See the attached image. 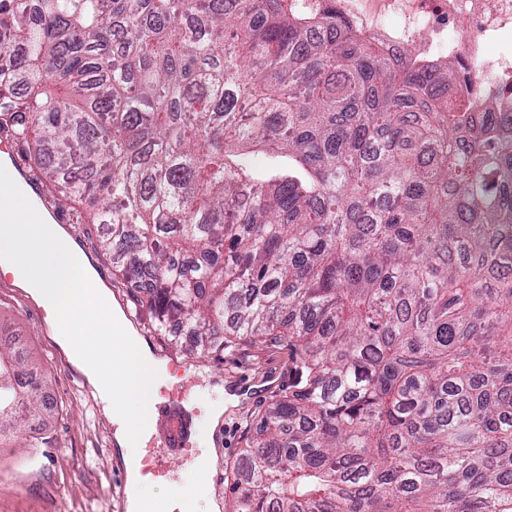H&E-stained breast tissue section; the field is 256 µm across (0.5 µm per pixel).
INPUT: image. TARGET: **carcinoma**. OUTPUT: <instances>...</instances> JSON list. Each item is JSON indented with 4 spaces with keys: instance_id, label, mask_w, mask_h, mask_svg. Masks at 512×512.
<instances>
[{
    "instance_id": "carcinoma-1",
    "label": "carcinoma",
    "mask_w": 512,
    "mask_h": 512,
    "mask_svg": "<svg viewBox=\"0 0 512 512\" xmlns=\"http://www.w3.org/2000/svg\"><path fill=\"white\" fill-rule=\"evenodd\" d=\"M459 79L331 0H0V132L154 331L293 347L224 512H512V114ZM37 372L0 343L1 448Z\"/></svg>"
}]
</instances>
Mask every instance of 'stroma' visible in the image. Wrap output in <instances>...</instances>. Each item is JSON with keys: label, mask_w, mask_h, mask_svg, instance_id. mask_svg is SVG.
I'll return each instance as SVG.
<instances>
[{"label": "stroma", "mask_w": 512, "mask_h": 512, "mask_svg": "<svg viewBox=\"0 0 512 512\" xmlns=\"http://www.w3.org/2000/svg\"><path fill=\"white\" fill-rule=\"evenodd\" d=\"M70 234L79 242L96 269L106 270V283L123 310L137 320L139 336L148 333L147 320L129 290L112 277L111 261L97 249L102 227L71 224ZM0 334L19 337L21 346L40 364L51 386V434L58 454L47 465L36 461V449L0 448V512H119L118 471L112 433L114 427L102 404L93 397L84 376L70 366L47 331V313L0 272ZM157 358L167 360L171 375L166 391L179 390L194 418L205 422L214 384L239 379L267 393L224 412L223 441L208 485L212 498L224 499V480L217 474L238 457L243 437L257 413L276 395L286 391L292 378L291 351L287 342L240 343L223 355L188 357L172 354L163 339H155Z\"/></svg>", "instance_id": "obj_1"}]
</instances>
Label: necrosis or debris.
<instances>
[{"instance_id": "4bbe7bcc", "label": "necrosis or debris", "mask_w": 512, "mask_h": 512, "mask_svg": "<svg viewBox=\"0 0 512 512\" xmlns=\"http://www.w3.org/2000/svg\"><path fill=\"white\" fill-rule=\"evenodd\" d=\"M336 11L387 56L453 61L481 107L512 112V0H336Z\"/></svg>"}]
</instances>
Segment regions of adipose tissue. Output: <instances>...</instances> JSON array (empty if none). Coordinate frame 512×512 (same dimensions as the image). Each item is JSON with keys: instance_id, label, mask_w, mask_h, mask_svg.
<instances>
[{"instance_id": "ef3b65f1", "label": "adipose tissue", "mask_w": 512, "mask_h": 512, "mask_svg": "<svg viewBox=\"0 0 512 512\" xmlns=\"http://www.w3.org/2000/svg\"><path fill=\"white\" fill-rule=\"evenodd\" d=\"M0 189L11 197L0 205V272L47 311L51 336L104 403L128 476L129 512H219L213 503L199 507L208 497V452L194 459L192 479L170 486L165 500L151 490L139 448L152 425L156 388L169 376L166 362L153 356L126 320L70 233L33 215L28 188L3 163Z\"/></svg>"}]
</instances>
